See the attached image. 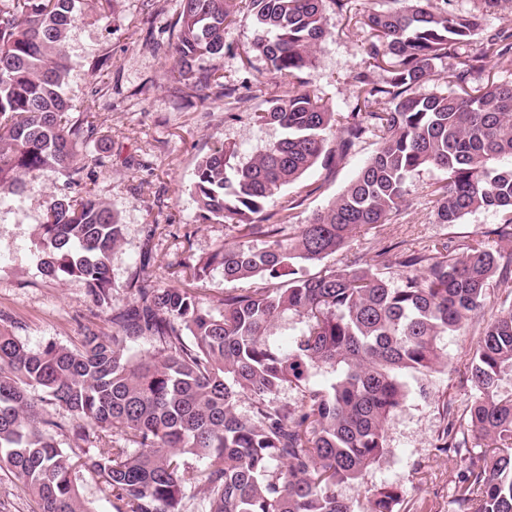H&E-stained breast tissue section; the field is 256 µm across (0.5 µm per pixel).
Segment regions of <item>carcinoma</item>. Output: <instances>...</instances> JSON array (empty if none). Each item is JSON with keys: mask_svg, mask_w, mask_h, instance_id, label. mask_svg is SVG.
<instances>
[{"mask_svg": "<svg viewBox=\"0 0 512 512\" xmlns=\"http://www.w3.org/2000/svg\"><path fill=\"white\" fill-rule=\"evenodd\" d=\"M78 0H0V194L46 166L83 181L78 144L93 130L74 118L63 84L72 67L62 42ZM324 0H180L174 67L188 75L224 55V26L242 12L254 22L253 50L288 84L254 113L281 135L243 159L230 146L202 157L192 189L199 221L235 231L203 262L199 280L220 268L227 282L258 279L206 306L186 286L162 287L134 274L130 299L112 334L90 331L78 344L33 349L0 324V470L37 499L40 512H94L82 492L89 475L117 512H188L187 492L204 512H356L340 494L388 453L386 426L416 375L443 363V337L483 307L502 256L480 241L403 253L420 273L396 281L352 262L303 276L300 266L341 250L358 229L387 224L408 183L427 167L447 175L434 190L437 224H458L477 210L503 216L512 232V82L467 90L475 73L512 55V23L476 38L503 0H480L462 14L456 0H386L365 9L366 53L388 73L360 72V103L335 112L307 89L304 73L327 36ZM455 62L460 92L421 93L439 63ZM204 88L230 96L236 86L213 68ZM336 133V147L329 135ZM374 138L358 175L292 236L293 205L270 221L266 209L320 159L347 155ZM124 225L86 189L62 197L39 225L35 256L52 280L78 278L93 301L112 303L110 260ZM266 238L256 249L253 238ZM296 327L284 346L271 338L278 320ZM145 341L151 350L130 353ZM323 369L333 377L314 381ZM468 369L474 400L469 430L453 416L439 448L468 460L454 481V512H512V307L485 321ZM296 398L278 404L282 387ZM249 415L237 412L241 398ZM55 405V416L46 406ZM63 435L62 448L56 436ZM492 450L469 445V435ZM194 458L198 464L188 462ZM364 512H395L402 491L367 489Z\"/></svg>", "mask_w": 512, "mask_h": 512, "instance_id": "obj_1", "label": "carcinoma"}]
</instances>
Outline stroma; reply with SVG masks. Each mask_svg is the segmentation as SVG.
<instances>
[{
	"label": "stroma",
	"instance_id": "obj_1",
	"mask_svg": "<svg viewBox=\"0 0 512 512\" xmlns=\"http://www.w3.org/2000/svg\"><path fill=\"white\" fill-rule=\"evenodd\" d=\"M364 3L352 0L349 12L341 13L334 0H324L328 35L314 50L308 81L310 90L338 112L350 111L357 101V73L368 71L379 83L386 78L383 69L366 63L367 33L355 22V12ZM177 8L178 0H116L113 12L104 13L97 0H82L79 17L66 35L63 46L73 66L65 79V96L76 113L88 104L96 106L94 134L81 151L97 198L117 212L125 230L111 256L114 299L99 307L82 281L47 279L33 257L48 206L62 195H77L79 185L47 166L25 178L18 195L0 200V317L10 321L14 334L30 347L49 342L69 346L89 329L112 332L111 318L127 301L125 285L131 273L170 285L168 264L197 262L219 242L232 239L233 231L224 225L199 223L191 192L195 166L221 145H236L241 156L249 157L281 134L277 126L251 118L284 91L265 59L250 49L251 18L237 15L225 28L224 54L214 60L235 80L236 93L227 97L216 91L193 102L189 96L202 72L189 79L179 76L166 53L174 40L170 25ZM374 150V144L364 143L341 161L317 163L289 185L269 206L276 212L296 202L286 234L296 233L326 208ZM443 179L436 169L424 170L409 183L406 200L390 223L356 233L323 263L303 266V274L312 276L322 266L338 267L354 258L370 265L385 258L391 276L398 278L406 273L398 264L406 250L475 239L502 255L512 254V235L497 234L501 216L495 211H475L458 224L434 223L430 193ZM151 224L163 225V232L148 236ZM185 224L193 230L188 239L180 232ZM148 251L156 258L149 265L143 262ZM503 298V290L490 287L484 309L447 338L445 367L424 377L422 385L411 386L386 427L390 452L367 483L387 481L402 489L397 512L449 510L464 462L455 452L439 451L438 438L446 411L463 414L475 395L468 359L484 321L500 309Z\"/></svg>",
	"mask_w": 512,
	"mask_h": 512
}]
</instances>
